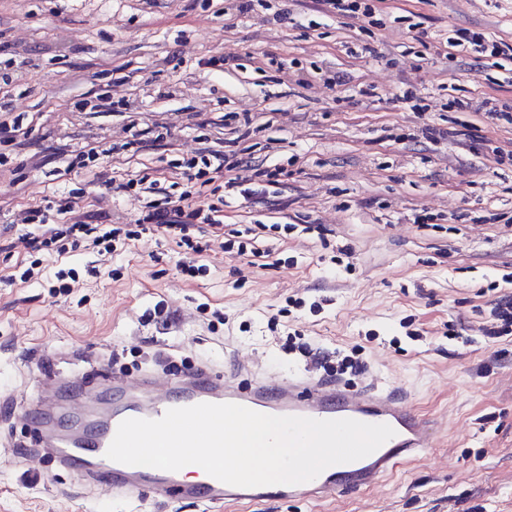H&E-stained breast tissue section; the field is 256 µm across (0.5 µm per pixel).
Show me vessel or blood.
Here are the masks:
<instances>
[{
  "mask_svg": "<svg viewBox=\"0 0 512 512\" xmlns=\"http://www.w3.org/2000/svg\"><path fill=\"white\" fill-rule=\"evenodd\" d=\"M106 395L112 403L106 415L89 408L67 416L65 428L50 426L42 413L32 416L31 448H49L59 466L84 471L110 493L144 490L161 497L202 502L214 508L248 501L262 503L301 495L319 498L343 488L359 489L380 475L412 459L429 445L430 435L423 419L406 404L399 390H356L338 382H324L303 375L280 379L254 377L241 383L234 374L222 377L208 368L170 375L157 383L151 374L130 380L118 374L106 378ZM89 383L60 377L51 379L41 392L40 406L55 408L61 397L84 404ZM200 403H234L254 411L280 416H300L320 420L353 419L367 424H386L394 437L372 454L325 469L303 487L278 489L265 486L237 487L213 477L200 483L184 482L180 472L146 466H131L110 460L106 452L119 424L128 418L158 419L168 409Z\"/></svg>",
  "mask_w": 512,
  "mask_h": 512,
  "instance_id": "1",
  "label": "vessel or blood"
}]
</instances>
